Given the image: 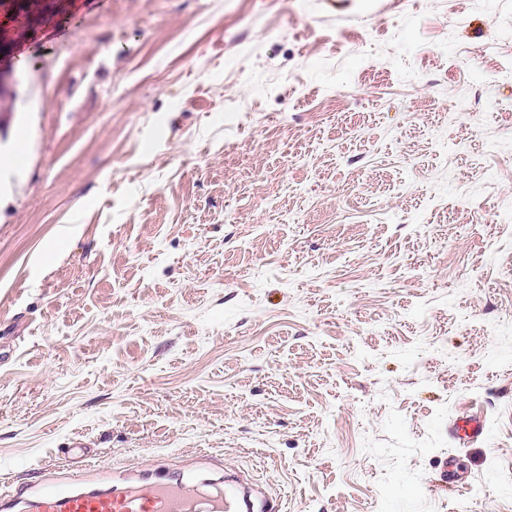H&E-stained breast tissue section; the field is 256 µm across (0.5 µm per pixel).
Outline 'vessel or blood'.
I'll return each instance as SVG.
<instances>
[{
    "label": "vessel or blood",
    "instance_id": "b4317fda",
    "mask_svg": "<svg viewBox=\"0 0 512 512\" xmlns=\"http://www.w3.org/2000/svg\"><path fill=\"white\" fill-rule=\"evenodd\" d=\"M484 423L474 415L456 422L460 440L483 436ZM0 512H278L269 494L228 470L210 498H200L195 483L160 469L100 473L87 462L71 463L64 479L10 485L0 491Z\"/></svg>",
    "mask_w": 512,
    "mask_h": 512
}]
</instances>
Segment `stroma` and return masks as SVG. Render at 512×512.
I'll use <instances>...</instances> for the list:
<instances>
[{
  "mask_svg": "<svg viewBox=\"0 0 512 512\" xmlns=\"http://www.w3.org/2000/svg\"><path fill=\"white\" fill-rule=\"evenodd\" d=\"M24 13L0 480L85 441L118 471L242 470L283 512H512V0ZM484 422L477 416L469 415L457 419L456 433L460 440L473 442L482 439Z\"/></svg>",
  "mask_w": 512,
  "mask_h": 512,
  "instance_id": "obj_1",
  "label": "stroma"
}]
</instances>
